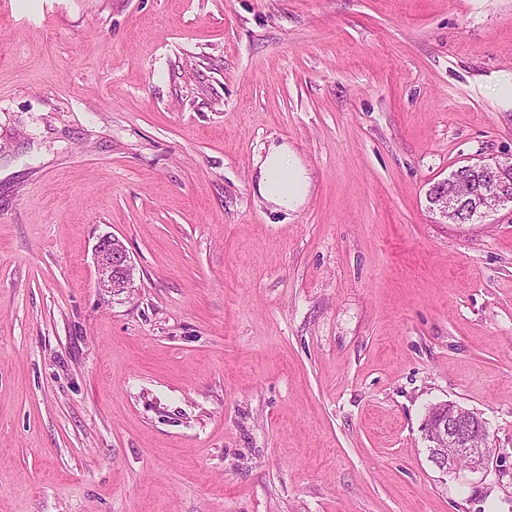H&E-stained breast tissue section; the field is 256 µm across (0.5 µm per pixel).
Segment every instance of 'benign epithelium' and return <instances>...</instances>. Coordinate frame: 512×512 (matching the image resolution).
<instances>
[{
    "label": "benign epithelium",
    "instance_id": "obj_1",
    "mask_svg": "<svg viewBox=\"0 0 512 512\" xmlns=\"http://www.w3.org/2000/svg\"><path fill=\"white\" fill-rule=\"evenodd\" d=\"M472 167L480 172L492 166L474 163ZM492 168L498 172V184L494 190L488 191L479 181L464 178L454 172L448 179L429 188L427 199L432 209L447 220L463 211L466 218L460 220V223L465 224L474 216L480 217L497 207L512 204V165L497 163ZM95 251L99 257V286L105 292L117 295L132 287L134 267L129 254L117 238H101ZM425 432L431 461L447 472L458 470L457 460L460 458L468 460L469 469L477 470L491 454V450L484 446H471L474 437L485 438L488 430L483 418L469 410L448 403L434 405L429 410Z\"/></svg>",
    "mask_w": 512,
    "mask_h": 512
}]
</instances>
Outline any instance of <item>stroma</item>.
Masks as SVG:
<instances>
[{
  "label": "stroma",
  "mask_w": 512,
  "mask_h": 512,
  "mask_svg": "<svg viewBox=\"0 0 512 512\" xmlns=\"http://www.w3.org/2000/svg\"><path fill=\"white\" fill-rule=\"evenodd\" d=\"M477 161L512 0H0V512H512V208L427 199ZM445 402L478 471L429 458ZM256 165L254 192L274 210H296L306 202L311 181L302 164L291 159L288 143H272ZM284 179L288 188L283 184ZM99 257L98 281L105 292L117 295L131 288L134 281V267L129 254L118 238L106 236L96 244ZM425 432L431 461L446 472L459 469V458L468 460L470 470H478L491 454V448L487 450L481 443L479 448H472L471 440L481 436L482 442L488 430L483 418L469 410L448 403L434 405Z\"/></svg>",
  "instance_id": "1"
}]
</instances>
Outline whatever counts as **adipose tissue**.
<instances>
[{"label": "adipose tissue", "instance_id": "ef3b65f1", "mask_svg": "<svg viewBox=\"0 0 512 512\" xmlns=\"http://www.w3.org/2000/svg\"><path fill=\"white\" fill-rule=\"evenodd\" d=\"M310 178L299 161L293 160L287 143L271 144L257 161V178L253 184L265 202L277 210H294L310 194Z\"/></svg>", "mask_w": 512, "mask_h": 512}]
</instances>
